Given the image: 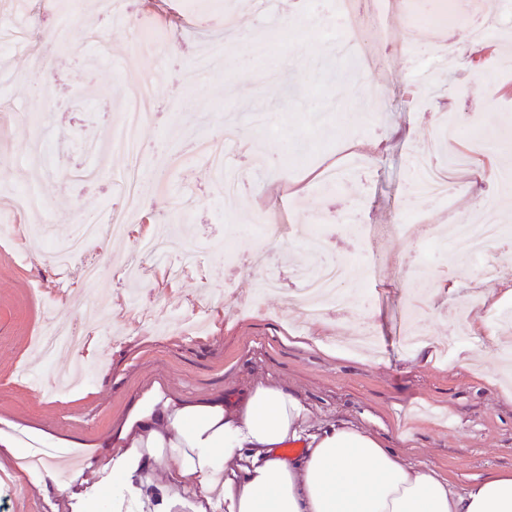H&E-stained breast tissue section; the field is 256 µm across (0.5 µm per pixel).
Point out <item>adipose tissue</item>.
I'll use <instances>...</instances> for the list:
<instances>
[{
  "label": "adipose tissue",
  "instance_id": "1",
  "mask_svg": "<svg viewBox=\"0 0 512 512\" xmlns=\"http://www.w3.org/2000/svg\"><path fill=\"white\" fill-rule=\"evenodd\" d=\"M291 442L303 454H285ZM78 445L9 421L0 465L24 475L50 512H512V473L455 488L378 433L313 422L309 407L274 383L190 399L152 382L119 426L90 444L84 470L60 483L54 461ZM169 459L167 478L149 479Z\"/></svg>",
  "mask_w": 512,
  "mask_h": 512
}]
</instances>
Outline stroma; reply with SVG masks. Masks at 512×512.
<instances>
[{"instance_id": "1", "label": "stroma", "mask_w": 512, "mask_h": 512, "mask_svg": "<svg viewBox=\"0 0 512 512\" xmlns=\"http://www.w3.org/2000/svg\"><path fill=\"white\" fill-rule=\"evenodd\" d=\"M452 8L455 52L446 71L432 63L411 65L399 28L415 16ZM225 0H150L132 16L164 42L165 51L139 50L128 25L104 22L101 0H0V21L22 25L28 42L0 55V209L16 224L0 238V420L31 426L54 437L91 442L120 421L140 391L153 381L175 393L202 398L271 381L300 398L316 421L348 420L385 437L410 464L426 466L464 488L490 471H512V372L505 368L512 346H495L493 318L512 309V299L469 307L467 331L453 356L438 349L406 351L409 330L440 341L451 331L448 316L472 290L477 264L451 250L455 224L447 210L479 219L491 212L512 225V182L496 185L502 156L478 150L465 137L446 138L442 123L475 127L506 137L512 129V16L499 0H353L354 12L379 15L380 41L366 39L362 52L336 56V0H276L278 24L297 37L296 46L267 59L237 42L202 91L181 82L201 46L224 34ZM71 16L72 48L48 41L50 20ZM496 20V53L471 64L470 30L476 18ZM159 77L153 110L140 129L143 183L136 230L112 238L91 283L61 276L46 257V241L28 237L35 225L50 227L51 240L71 236L70 222L85 213L105 214L127 168L124 158L106 162L83 145L119 120L114 93L135 75ZM41 87L47 104L39 122L24 121L31 91ZM101 91L94 111L75 105L78 89ZM265 113L274 130L253 126ZM247 133L231 163L249 170L241 195L219 198L201 160L165 166L196 132L218 134L224 122ZM72 133L77 147L55 145L49 164H31L30 141ZM379 141L373 152H354V141ZM437 159L464 152L467 168L452 170L462 185L448 202L415 196L414 155ZM326 163L341 164L335 190L318 181ZM483 178L472 181L469 171ZM39 180L45 211L13 213L10 199L29 180ZM297 240L280 251L256 236L259 211ZM418 215L427 224L405 238L398 227ZM327 224V258L352 263L350 305L359 320L336 312L308 323L284 294L298 285V272L312 256L303 240L314 221ZM175 232L198 242V267L176 279L163 268L119 283V270L134 258L146 228ZM230 240L236 262L224 259ZM280 277L284 293L261 295L255 272ZM76 321L99 337V354L81 389L59 392L57 366L72 351L34 363L36 336L58 321ZM379 339L368 356L351 343L363 327ZM408 434L400 442L399 434ZM0 512H45L41 497L13 469L0 468Z\"/></svg>"}]
</instances>
